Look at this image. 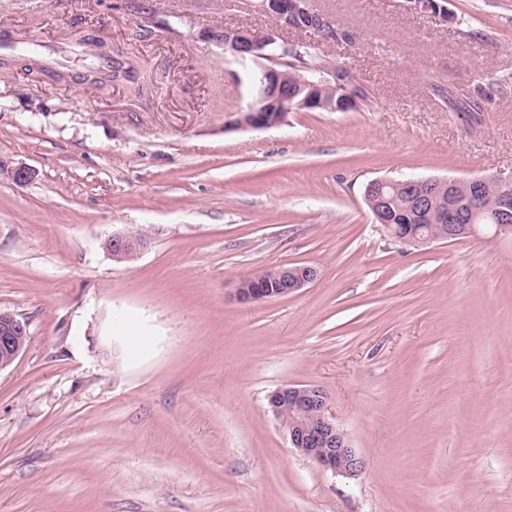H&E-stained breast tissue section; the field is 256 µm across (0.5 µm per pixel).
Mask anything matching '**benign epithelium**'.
I'll return each instance as SVG.
<instances>
[{
  "instance_id": "benign-epithelium-1",
  "label": "benign epithelium",
  "mask_w": 512,
  "mask_h": 512,
  "mask_svg": "<svg viewBox=\"0 0 512 512\" xmlns=\"http://www.w3.org/2000/svg\"><path fill=\"white\" fill-rule=\"evenodd\" d=\"M419 13L445 16L442 0H409ZM258 9L268 15L272 29L255 32L251 29L226 28L222 40L224 51L230 52L242 65H252V91L257 105H248L235 113L230 122L233 129H267L286 121L288 113L314 110L322 103L279 84L272 78L279 74V68L291 63L290 45L281 31L308 30L322 42L335 40L328 28L330 20L314 9L312 0H260ZM346 67L335 61L326 60L310 67V78L304 85L315 88L321 85L335 86L344 96L342 105L354 109L361 99L347 89L343 79ZM473 199L459 203L455 200L454 187L457 180H448V231L435 237L425 234L417 224H392L386 219L389 200L386 187L393 184L391 179L370 181L364 194L365 201L380 222L386 235L394 240L428 245L440 241H451L474 236L480 225L476 221L484 216L491 222L497 236H512V184H503L496 179L475 177ZM496 194L497 206L492 213L483 215L477 199L485 192ZM433 209L432 198L427 195H412L411 218L428 215ZM147 245L145 235L116 232L105 241V248L116 262L136 258ZM314 266L272 265L266 268L262 282L240 281L236 289L237 299L243 303L262 302L284 298L310 284L318 278ZM30 343L26 321L16 315L0 311V371L11 367ZM292 407L294 420L285 422L282 418L284 406ZM268 408L291 447L302 455L316 461L335 474L356 476L365 468L363 457L353 448L346 433L336 424L328 411V397L317 386L285 384L275 389L268 398Z\"/></svg>"
}]
</instances>
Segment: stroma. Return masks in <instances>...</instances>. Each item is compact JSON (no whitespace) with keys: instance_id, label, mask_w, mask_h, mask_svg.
Wrapping results in <instances>:
<instances>
[{"instance_id":"35a3bbf8","label":"stroma","mask_w":512,"mask_h":512,"mask_svg":"<svg viewBox=\"0 0 512 512\" xmlns=\"http://www.w3.org/2000/svg\"><path fill=\"white\" fill-rule=\"evenodd\" d=\"M255 3L0 0V309L31 336L0 371V512H512V238L394 242L364 199L512 181V0H315L351 35L316 59L368 99L231 130L249 69L210 35L270 28ZM101 41L137 82H81ZM435 82L498 92L463 112ZM275 264L319 276L239 303ZM288 383L326 391L360 475L290 448ZM146 245L147 238L145 235L125 232L112 233L105 241L106 250L116 262L133 260L142 252Z\"/></svg>"}]
</instances>
